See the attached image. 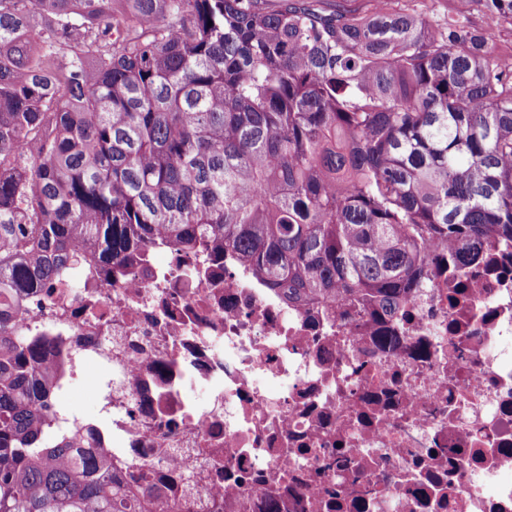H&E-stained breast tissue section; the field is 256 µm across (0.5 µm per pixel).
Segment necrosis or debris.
Returning <instances> with one entry per match:
<instances>
[{
	"label": "necrosis or debris",
	"mask_w": 512,
	"mask_h": 512,
	"mask_svg": "<svg viewBox=\"0 0 512 512\" xmlns=\"http://www.w3.org/2000/svg\"><path fill=\"white\" fill-rule=\"evenodd\" d=\"M19 328L61 337L60 394L109 378L95 440L170 512H512V247L380 317L150 256Z\"/></svg>",
	"instance_id": "obj_1"
}]
</instances>
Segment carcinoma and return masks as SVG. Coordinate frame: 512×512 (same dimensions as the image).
Listing matches in <instances>:
<instances>
[{"mask_svg": "<svg viewBox=\"0 0 512 512\" xmlns=\"http://www.w3.org/2000/svg\"><path fill=\"white\" fill-rule=\"evenodd\" d=\"M451 2L0 0V512H166L93 430H48L51 341L20 304L162 244L391 315L430 249L512 244V41Z\"/></svg>", "mask_w": 512, "mask_h": 512, "instance_id": "carcinoma-1", "label": "carcinoma"}]
</instances>
